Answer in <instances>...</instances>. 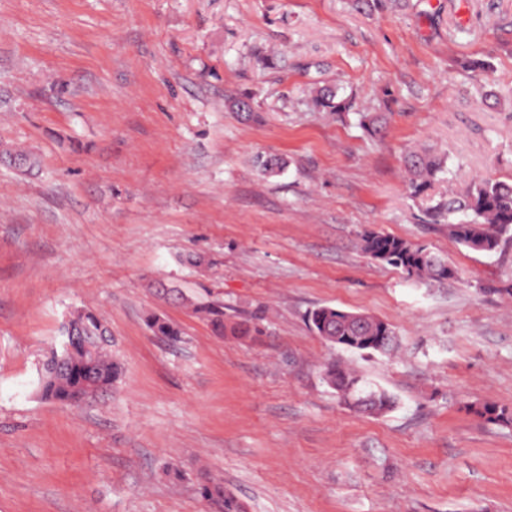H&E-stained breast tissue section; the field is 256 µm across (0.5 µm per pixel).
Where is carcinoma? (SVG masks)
Segmentation results:
<instances>
[{
    "label": "carcinoma",
    "mask_w": 512,
    "mask_h": 512,
    "mask_svg": "<svg viewBox=\"0 0 512 512\" xmlns=\"http://www.w3.org/2000/svg\"><path fill=\"white\" fill-rule=\"evenodd\" d=\"M312 102L315 108L341 119L353 108L351 96L331 87L318 90ZM227 106L246 118L254 112L253 102L248 96L233 98ZM358 119L370 135L383 129L384 117L380 113L360 112ZM0 159L18 160L16 171L21 173H29L40 166L38 155L16 147L1 148ZM255 164L268 177L278 176L287 168V161L273 154L257 156ZM405 167L407 192L422 213L424 223L446 226L450 238L477 253H492L502 240L512 239V182L486 177L473 181L460 195L440 194L435 187L447 181L449 174L444 157L430 151L412 152L406 156ZM360 248L368 257L394 267L409 280L440 282L458 277L455 267L423 244L366 232L361 236ZM158 292L189 308L216 336L248 339L264 335L266 315L263 309L240 320L228 321L224 318V306L218 303L200 301L187 296L179 288L163 283L159 284ZM307 322L315 335L331 345L336 344L338 336L381 337L376 345L347 348V351L359 355L385 354L397 344L394 328L367 313L361 319L338 318L336 307L324 305L309 311ZM71 323L82 327L84 336L110 335L108 328L101 326L98 316L90 309L76 311ZM146 326L156 336L176 338L181 335L176 325L157 314L147 316ZM118 372L119 366L112 360L108 346L103 345L91 353L80 344L64 345L51 351L44 363L40 394L46 400L79 404L111 391ZM323 380L357 411L381 415L397 406V398L392 393L370 384L343 364H327ZM477 414L488 423L512 425V412L493 403L483 404ZM200 494L204 500L217 505L219 512H241L243 507V503L224 490L223 484L216 479H205L200 486Z\"/></svg>",
    "instance_id": "cac0c4a2"
}]
</instances>
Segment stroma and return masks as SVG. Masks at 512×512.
Wrapping results in <instances>:
<instances>
[{
    "label": "stroma",
    "mask_w": 512,
    "mask_h": 512,
    "mask_svg": "<svg viewBox=\"0 0 512 512\" xmlns=\"http://www.w3.org/2000/svg\"><path fill=\"white\" fill-rule=\"evenodd\" d=\"M327 85L385 134L314 111ZM241 95L257 119L226 108ZM1 145L41 168L0 165V512H213L207 476L247 512H512V426L474 412L512 411V241L476 253L422 223L403 167L427 148L455 192L512 181V0H0ZM367 231L458 278L406 279ZM160 281L231 319L269 308L267 332L213 335ZM319 305L391 324L398 352L326 343ZM81 307L122 371L45 400L43 355ZM337 360L397 407L346 406L322 379ZM0 161H8L9 159L18 160L19 167H14L10 164L8 166L21 173H29L40 166V158L35 153L13 147H5L0 149ZM361 251L373 260L399 270L417 282H440L458 277V270L427 246L377 232H366L360 239Z\"/></svg>",
    "instance_id": "obj_1"
}]
</instances>
